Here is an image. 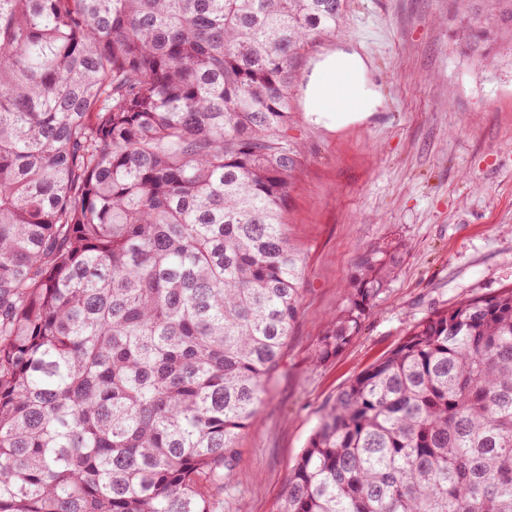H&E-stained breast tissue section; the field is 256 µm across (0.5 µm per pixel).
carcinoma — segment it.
Instances as JSON below:
<instances>
[{
	"label": "carcinoma",
	"mask_w": 512,
	"mask_h": 512,
	"mask_svg": "<svg viewBox=\"0 0 512 512\" xmlns=\"http://www.w3.org/2000/svg\"><path fill=\"white\" fill-rule=\"evenodd\" d=\"M348 0H0V512H214L298 312L299 60ZM402 252H363L321 355ZM280 512H512V288L324 410Z\"/></svg>",
	"instance_id": "carcinoma-1"
}]
</instances>
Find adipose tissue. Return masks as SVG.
<instances>
[{
	"label": "adipose tissue",
	"instance_id": "ef3b65f1",
	"mask_svg": "<svg viewBox=\"0 0 512 512\" xmlns=\"http://www.w3.org/2000/svg\"><path fill=\"white\" fill-rule=\"evenodd\" d=\"M340 69L349 71L356 83L359 106L351 112L336 110L326 106L324 102L329 92L330 77ZM368 70L365 59L353 50L334 49L322 55L320 60L314 63L306 84V114L310 122L333 130L341 125L364 119L375 112L382 103V97L367 81Z\"/></svg>",
	"mask_w": 512,
	"mask_h": 512
}]
</instances>
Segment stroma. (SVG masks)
Returning a JSON list of instances; mask_svg holds the SVG:
<instances>
[{
    "label": "stroma",
    "mask_w": 512,
    "mask_h": 512,
    "mask_svg": "<svg viewBox=\"0 0 512 512\" xmlns=\"http://www.w3.org/2000/svg\"><path fill=\"white\" fill-rule=\"evenodd\" d=\"M474 0H350L345 27L297 67L288 142V238L302 260L298 314L256 422L238 440L236 488L218 512H279L288 475L327 405L434 312L512 287V56L465 48ZM353 49L383 104L329 131L305 112L320 55ZM400 244L402 261L359 333L320 356L360 253Z\"/></svg>",
    "instance_id": "1"
}]
</instances>
